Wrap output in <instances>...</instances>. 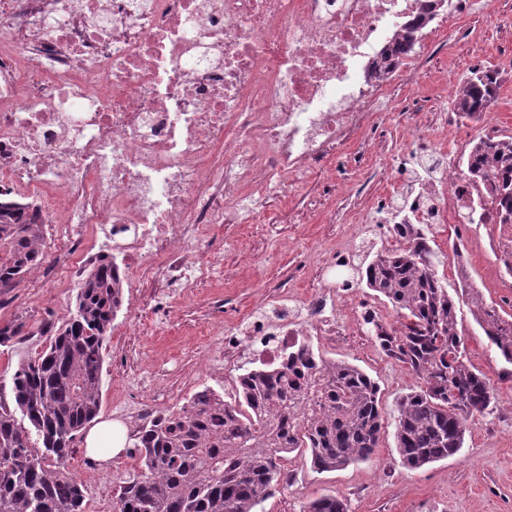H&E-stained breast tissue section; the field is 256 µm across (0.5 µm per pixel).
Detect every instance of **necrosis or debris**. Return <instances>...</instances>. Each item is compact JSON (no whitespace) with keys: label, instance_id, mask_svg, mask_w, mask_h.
Returning <instances> with one entry per match:
<instances>
[{"label":"necrosis or debris","instance_id":"obj_1","mask_svg":"<svg viewBox=\"0 0 512 512\" xmlns=\"http://www.w3.org/2000/svg\"><path fill=\"white\" fill-rule=\"evenodd\" d=\"M474 2L0 0V193L62 227L56 265L93 260L98 238L124 273L188 287L207 270L185 255L198 225L259 222L245 190L330 159L414 69L415 54H389L405 26L425 17L433 33ZM470 191L450 168L378 220L444 224ZM334 307L320 290L300 316L274 310L224 357L247 344L276 362L309 323L335 335Z\"/></svg>","mask_w":512,"mask_h":512}]
</instances>
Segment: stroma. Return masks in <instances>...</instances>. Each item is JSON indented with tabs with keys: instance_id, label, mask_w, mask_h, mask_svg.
I'll list each match as a JSON object with an SVG mask.
<instances>
[{
	"instance_id": "obj_1",
	"label": "stroma",
	"mask_w": 512,
	"mask_h": 512,
	"mask_svg": "<svg viewBox=\"0 0 512 512\" xmlns=\"http://www.w3.org/2000/svg\"><path fill=\"white\" fill-rule=\"evenodd\" d=\"M416 55L413 72L391 85L383 110L370 113L365 125L340 141L330 162L308 169L300 186L288 192L247 197L262 223L200 225L186 255L207 265L206 277L177 290L164 287L150 270L129 279L108 337L99 419L131 431L145 414L179 407L203 388L233 396L238 375L255 356L246 349L235 364L225 365V335L242 331L254 314L326 285L335 290L340 334L329 339L308 330L315 348L370 374L380 386L385 413H392L399 395L418 386V378L383 355L359 324L363 305L389 321L395 318L391 306L366 289L343 290L348 273L330 267L329 259L347 251L358 262L369 247L385 243L375 210L401 192L390 163L413 137L429 140L436 161L462 167L475 126L454 112L451 88L475 67L494 68L501 77L488 131L512 133V0H494L489 12L472 10L453 29L425 39ZM432 232L446 256L438 271L449 289L464 280L474 288L461 296L458 316L469 362L492 383L494 412L475 417L458 455L420 469L400 464L389 432L369 463L318 473L294 459V482L257 512H300L323 494L345 498L349 512H512V365L470 313L476 293L512 314V276L503 273L493 225L453 219L433 225ZM57 243L46 238L47 261L17 288L0 294V326L15 320L26 324L21 336L0 346V388L10 389L17 366L45 347L40 325L62 324L74 311L88 269L54 266ZM84 448V437H77L68 468L85 486L87 512H100L103 502L114 500L120 482L142 469L126 450L107 470H98Z\"/></svg>"
}]
</instances>
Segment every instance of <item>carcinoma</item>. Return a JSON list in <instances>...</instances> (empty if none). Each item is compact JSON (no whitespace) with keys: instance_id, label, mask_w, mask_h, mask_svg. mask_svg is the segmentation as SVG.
Masks as SVG:
<instances>
[{"instance_id":"1","label":"carcinoma","mask_w":512,"mask_h":512,"mask_svg":"<svg viewBox=\"0 0 512 512\" xmlns=\"http://www.w3.org/2000/svg\"><path fill=\"white\" fill-rule=\"evenodd\" d=\"M427 20L405 27L412 50ZM491 70L459 83L453 107L469 116L497 96ZM476 203L512 224V135H485L466 158ZM395 243L350 266L354 279L382 296L393 322L373 309L362 321L382 353L405 364L422 385L394 405L402 465L420 469L463 448L468 422L494 408L490 379L469 364L457 305L438 274L429 225L394 224ZM44 224L27 202L0 198V292L43 263ZM126 280L109 257L84 277L75 313L47 326L48 344L13 373L11 401L0 392V512H86L82 482L68 470L80 431L99 413L106 340L123 305ZM474 321L512 364V319L472 300ZM386 432L378 384L358 366L328 361L303 336L286 362L246 368L230 398L206 388L182 406L150 416L133 432L143 473L118 486L114 512H254L292 480L290 454L321 472L374 458ZM303 512H348L323 494Z\"/></svg>"}]
</instances>
